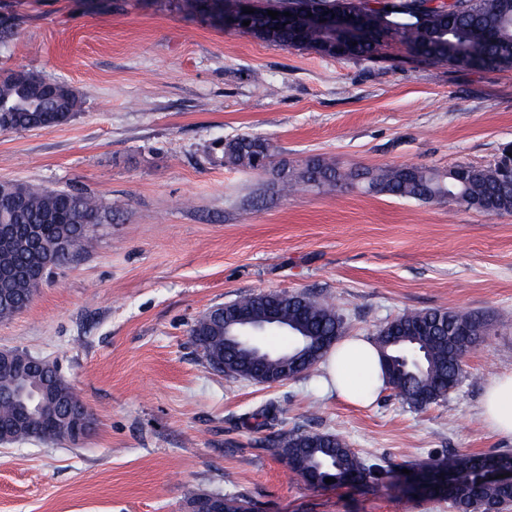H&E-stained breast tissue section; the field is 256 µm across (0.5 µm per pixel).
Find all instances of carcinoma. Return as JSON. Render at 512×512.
<instances>
[{
	"label": "carcinoma",
	"mask_w": 512,
	"mask_h": 512,
	"mask_svg": "<svg viewBox=\"0 0 512 512\" xmlns=\"http://www.w3.org/2000/svg\"><path fill=\"white\" fill-rule=\"evenodd\" d=\"M367 0H266L251 18L246 33L288 48H310L330 57L371 58L388 40L409 48L416 57L434 64L463 69H512V0H443L434 8L430 0H382L370 9ZM193 12L212 16L231 10L235 0H183ZM279 12L273 19L267 11ZM336 11L352 15L357 35L350 39L341 30L331 33L309 25L311 12ZM290 16H284V13ZM82 110V101L64 84L51 87L28 71L17 70L0 79V130L26 131L64 125ZM224 164L245 170L272 173L279 192L290 196L300 188L333 191L346 183L361 182L367 191L425 202H452L489 214L512 213V182L496 168L458 165L442 173L422 166H386L343 169L321 158L297 170L273 165L274 147L266 139L243 134L223 147ZM112 219V206L88 193L53 190L39 184L0 182V220L11 225L0 236V289H10L12 303L3 305L0 320L11 319L31 303L29 270L43 257L56 269L71 263L95 239L96 227ZM63 241L73 242L65 253L55 252ZM274 311L299 327L304 341L289 348L287 370L274 369L246 348L234 353L235 378L263 382L284 372L311 375L329 346L344 333L338 311L305 293L268 292L247 295L232 303L231 315L248 318L255 312ZM486 324L473 313L448 309L406 312L379 330L375 342L384 359L388 385L408 406L422 409L445 399L461 381L465 358L485 336ZM190 336L207 339L211 362H224V316L211 309L199 316ZM49 375L35 370L25 377L12 366H0V422L20 415L26 423L15 427L16 440L56 442L63 434L86 431L82 422L45 417L26 400L15 399L17 388ZM83 405L79 393L58 377L53 406L58 414ZM253 428L270 431L265 441L276 448L288 468L312 486L365 485L385 471L380 464H366L336 434L277 428L276 409L253 414ZM491 469H512V452L456 453L442 461L413 468L423 479L422 490L447 499L455 512H503L512 491L498 482L481 479Z\"/></svg>",
	"instance_id": "cac0c4a2"
}]
</instances>
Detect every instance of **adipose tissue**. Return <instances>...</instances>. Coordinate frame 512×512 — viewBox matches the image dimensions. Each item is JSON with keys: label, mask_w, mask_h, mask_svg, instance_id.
<instances>
[{"label": "adipose tissue", "mask_w": 512, "mask_h": 512, "mask_svg": "<svg viewBox=\"0 0 512 512\" xmlns=\"http://www.w3.org/2000/svg\"><path fill=\"white\" fill-rule=\"evenodd\" d=\"M325 365L333 391L350 403H373L385 387L379 353L364 337L342 340L328 353ZM481 416L497 435L512 438V374L498 376L488 384Z\"/></svg>", "instance_id": "ef3b65f1"}]
</instances>
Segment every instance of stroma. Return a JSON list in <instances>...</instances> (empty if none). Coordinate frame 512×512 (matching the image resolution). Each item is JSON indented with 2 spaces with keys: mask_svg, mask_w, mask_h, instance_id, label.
Instances as JSON below:
<instances>
[{
  "mask_svg": "<svg viewBox=\"0 0 512 512\" xmlns=\"http://www.w3.org/2000/svg\"><path fill=\"white\" fill-rule=\"evenodd\" d=\"M27 70L83 101L67 124L0 130V181L91 192L112 206L94 245L0 321V348L57 363L94 416L81 444L0 445V512H192L185 487L252 512H452L414 497L401 469L511 450L480 411L512 372V213L366 192L279 194L225 165L222 146L268 139L275 162L341 168L492 167L512 152V69L332 58L229 31L181 0H0V74ZM308 293L374 339L406 312H471L490 328L446 399L414 409L384 389L367 407L322 372L259 384L205 367L193 321L258 292ZM343 437L388 460L369 487L308 486L248 427Z\"/></svg>",
  "mask_w": 512,
  "mask_h": 512,
  "instance_id": "1",
  "label": "stroma"
}]
</instances>
